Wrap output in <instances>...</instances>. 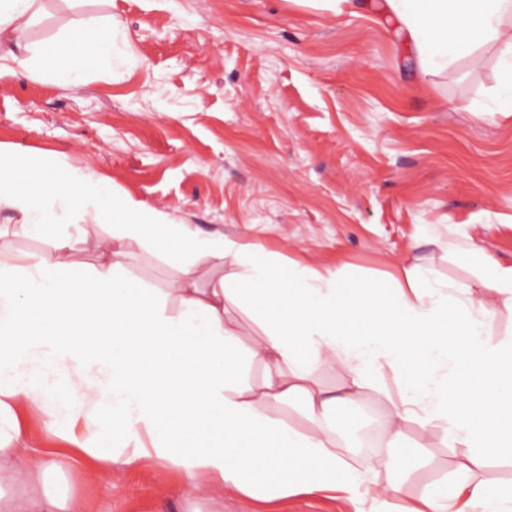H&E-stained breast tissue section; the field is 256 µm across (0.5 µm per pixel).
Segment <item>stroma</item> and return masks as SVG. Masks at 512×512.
Here are the masks:
<instances>
[{
	"mask_svg": "<svg viewBox=\"0 0 512 512\" xmlns=\"http://www.w3.org/2000/svg\"><path fill=\"white\" fill-rule=\"evenodd\" d=\"M118 21L111 62L79 84L0 55V152L72 169L204 233L262 246L281 262L389 284L418 262L465 287L479 272L455 247L512 263V116L487 112L500 70L479 47L418 72L376 0H37L14 36L29 50ZM130 274L167 287L169 264L139 243ZM17 411L25 456L70 447L56 404ZM441 428L417 448L397 512L455 479L465 455ZM83 512H371V502L296 490L273 500L192 494L148 460L51 472Z\"/></svg>",
	"mask_w": 512,
	"mask_h": 512,
	"instance_id": "stroma-1",
	"label": "stroma"
}]
</instances>
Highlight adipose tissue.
Instances as JSON below:
<instances>
[{"mask_svg":"<svg viewBox=\"0 0 512 512\" xmlns=\"http://www.w3.org/2000/svg\"><path fill=\"white\" fill-rule=\"evenodd\" d=\"M383 8L412 40L422 73L478 46L495 48L503 80L495 109L512 112V0H384ZM120 33L114 22L77 30L20 64L38 69L56 58L76 82L112 57ZM30 169L0 156V209L16 212L26 235L52 241L33 262L0 242V512H76L46 487L57 462L27 458L21 448L17 408L51 390L72 396L68 429L95 424V443L74 455L170 464L192 493L272 497L293 486L358 492L365 474L334 420L337 404L371 385L387 407L384 439L399 450L388 460L395 470L414 466L403 445L414 422L442 425L449 443L471 450L456 488L425 487L422 512H512V490L476 477L487 458L512 460V340L486 339L499 309L512 311V264L458 250L483 265L462 298L416 263L401 266L391 285L360 286L202 234L129 197L104 206L105 186L81 173L49 169L29 181ZM67 214L109 226L90 246L92 262L69 261L71 244L57 232ZM133 241L169 262L168 287L128 276ZM200 258L216 276L201 279ZM228 259L243 271L223 275ZM236 312L259 329L250 343L240 339ZM254 360L265 367L257 383L244 377ZM319 365L345 372L338 390L315 376ZM441 366L448 376H437ZM284 405L307 428L276 417Z\"/></svg>","mask_w":512,"mask_h":512,"instance_id":"ef3b65f1","label":"adipose tissue"}]
</instances>
